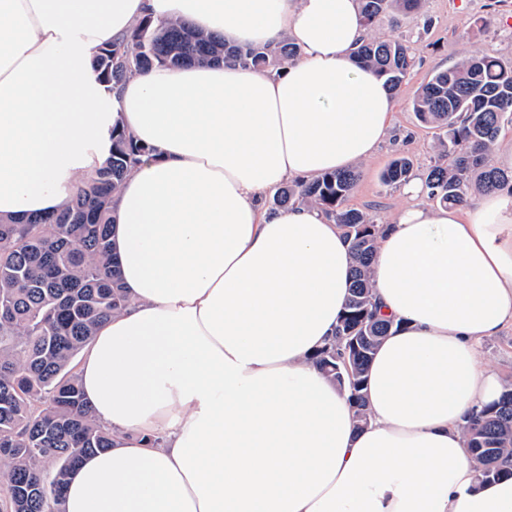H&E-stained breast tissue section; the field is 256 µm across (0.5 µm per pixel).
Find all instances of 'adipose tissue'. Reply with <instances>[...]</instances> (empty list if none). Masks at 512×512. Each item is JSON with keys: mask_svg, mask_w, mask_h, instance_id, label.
I'll use <instances>...</instances> for the list:
<instances>
[{"mask_svg": "<svg viewBox=\"0 0 512 512\" xmlns=\"http://www.w3.org/2000/svg\"><path fill=\"white\" fill-rule=\"evenodd\" d=\"M147 15L299 54L107 90L93 59ZM366 36L358 0H0V218L60 207L112 128L150 148L112 203L130 304L77 364L112 446L72 471L65 512H512V477L482 481L462 432L504 391L479 346L512 326V191L433 208L404 185L373 262L394 327L362 427L311 361L345 306L349 244L317 206L263 205L388 135L395 97L354 57Z\"/></svg>", "mask_w": 512, "mask_h": 512, "instance_id": "ef3b65f1", "label": "adipose tissue"}]
</instances>
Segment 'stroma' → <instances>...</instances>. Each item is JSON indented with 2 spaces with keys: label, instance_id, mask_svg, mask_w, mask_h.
Here are the masks:
<instances>
[{
  "label": "stroma",
  "instance_id": "obj_1",
  "mask_svg": "<svg viewBox=\"0 0 512 512\" xmlns=\"http://www.w3.org/2000/svg\"><path fill=\"white\" fill-rule=\"evenodd\" d=\"M374 35L401 40L416 55V64L396 96L393 127L376 155L358 163L360 179L346 201L388 223L406 204L401 189L385 185L380 175L395 157L413 158V175L424 178L438 155L435 129L417 118L412 100L434 71L448 68L468 52L512 60V0H424L421 10L382 17ZM481 358L487 369L512 386V327L484 340Z\"/></svg>",
  "mask_w": 512,
  "mask_h": 512
}]
</instances>
